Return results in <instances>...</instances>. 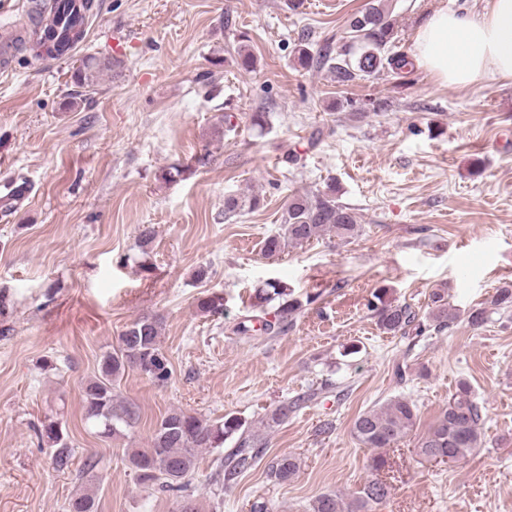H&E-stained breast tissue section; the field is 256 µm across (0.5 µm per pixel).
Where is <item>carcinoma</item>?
<instances>
[{"label": "carcinoma", "instance_id": "carcinoma-1", "mask_svg": "<svg viewBox=\"0 0 512 512\" xmlns=\"http://www.w3.org/2000/svg\"><path fill=\"white\" fill-rule=\"evenodd\" d=\"M360 45L354 58H340L322 49L313 54L308 38L301 37L298 61L308 67L314 63L327 64L339 84L348 83L360 75H370L386 67L401 70L409 65L403 57L387 54L395 34V20L381 5V0L369 4L349 23ZM31 49L46 51L50 56H61L68 51L66 36H57L52 27H35L29 39ZM110 58L89 56L74 74L77 83L95 90L100 76L112 71ZM358 217L353 209L336 198V186L328 184L314 193L296 195L288 202L281 231L263 241L262 252L273 257L290 246L307 243L327 232L340 238H350L358 232ZM449 294L446 288H437L430 295V306L424 318L406 304H397L388 298V289L378 288L370 302L379 329L393 336L410 334L418 338L431 329L441 332L452 320ZM316 300L312 295L300 299L294 296L282 281H267L255 290L256 314L238 322L233 332L239 336L277 334L284 330L296 315ZM197 308L203 314H216L223 309V299L216 296L198 298ZM512 311V285L498 288L489 301L471 309L467 314L470 326L480 328L491 316ZM160 323L150 317L133 321L118 337L112 350L103 354L98 373L82 388L83 417L100 436H124L137 423L135 407L115 393L118 381L130 370H136L157 386L168 383L171 369L160 345ZM306 402L299 396L277 405L262 420L266 428H273L288 419ZM419 412L416 404L406 397H394L379 406L360 413L353 422L352 435L365 448L376 450L370 467L379 470L387 460L380 453L407 436L416 426ZM481 409L468 381H459L456 392L448 400L439 416L418 439V453L426 460L449 456L454 461L466 459L481 445ZM43 433L54 448L53 464L69 468L72 449L62 421L51 420L43 425ZM230 441L234 447L217 460L214 480L228 489L238 478L253 468L261 459L263 443L259 434L247 422L235 415H226L221 421L210 422L182 410H173L157 423L149 446L133 449L128 462L137 481L146 488L156 487L165 492H184L195 471L198 453L205 448H222ZM299 471L296 457L275 455L266 464L267 476L277 482L292 480ZM391 485L374 478L347 498L339 493H322L310 505L311 512H372L390 495ZM66 512H98L95 494L83 490L70 497Z\"/></svg>", "mask_w": 512, "mask_h": 512}]
</instances>
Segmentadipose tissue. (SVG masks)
I'll list each match as a JSON object with an SVG mask.
<instances>
[{"mask_svg":"<svg viewBox=\"0 0 512 512\" xmlns=\"http://www.w3.org/2000/svg\"><path fill=\"white\" fill-rule=\"evenodd\" d=\"M415 66L459 88L512 79V0L480 9L432 12L417 28Z\"/></svg>","mask_w":512,"mask_h":512,"instance_id":"adipose-tissue-1","label":"adipose tissue"}]
</instances>
